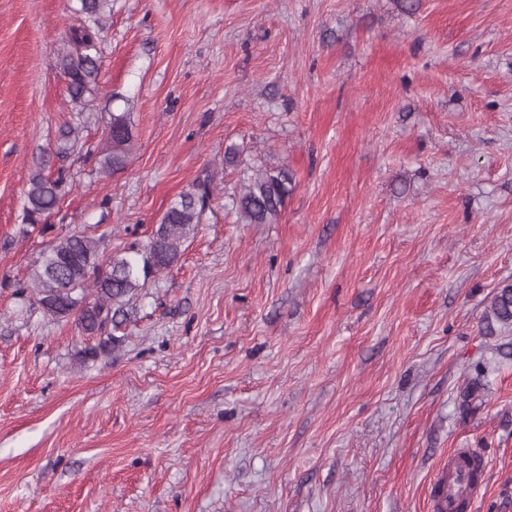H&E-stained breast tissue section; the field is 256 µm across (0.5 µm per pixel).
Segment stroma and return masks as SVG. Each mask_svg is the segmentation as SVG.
I'll use <instances>...</instances> for the list:
<instances>
[{"mask_svg":"<svg viewBox=\"0 0 512 512\" xmlns=\"http://www.w3.org/2000/svg\"><path fill=\"white\" fill-rule=\"evenodd\" d=\"M70 0H0V512H434L458 448L471 512H512V0H112L85 153L45 234L26 182L70 122ZM285 166L268 224L232 206ZM213 193L97 358L16 294L50 242L148 239ZM480 378L482 406L460 394ZM127 112L112 113L104 146L98 153V165L100 172L108 176L125 168L129 155L133 150L134 137L132 124ZM120 130L114 134L113 130ZM494 323L512 328V283L498 288L490 304V315L486 317V329L495 333Z\"/></svg>","mask_w":512,"mask_h":512,"instance_id":"1","label":"stroma"}]
</instances>
